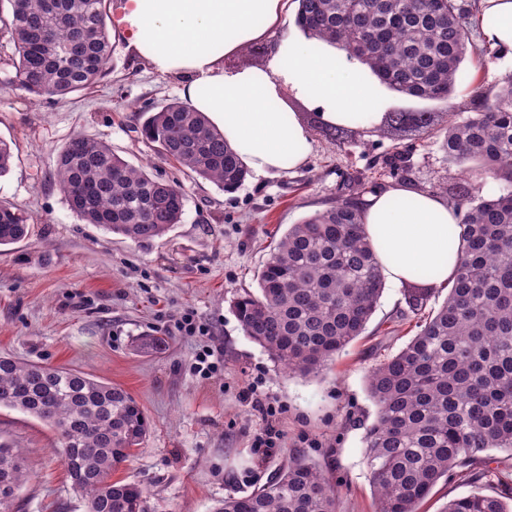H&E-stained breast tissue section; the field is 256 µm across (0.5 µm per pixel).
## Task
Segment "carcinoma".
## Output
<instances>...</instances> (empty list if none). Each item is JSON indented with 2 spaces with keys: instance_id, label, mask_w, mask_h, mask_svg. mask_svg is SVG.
I'll use <instances>...</instances> for the list:
<instances>
[{
  "instance_id": "cac0c4a2",
  "label": "carcinoma",
  "mask_w": 512,
  "mask_h": 512,
  "mask_svg": "<svg viewBox=\"0 0 512 512\" xmlns=\"http://www.w3.org/2000/svg\"><path fill=\"white\" fill-rule=\"evenodd\" d=\"M110 0H0V34L8 36L15 75L10 84L36 99H63L104 78L112 58ZM471 0H298L295 24L367 65L388 88L424 100H451L472 43ZM327 142L351 143L350 128L314 122ZM384 132L401 141L443 133L448 162L467 176L435 189L464 226L460 260L447 299L428 307L436 289H404L417 331L375 365L368 393L377 406L365 444L376 512H416L444 479L464 484L499 476L475 470L478 454L512 451V75L491 92L477 86L469 111L388 112ZM141 139L165 161L215 184L240 187L247 168L207 117L180 101L149 113ZM14 151L0 139V176ZM383 171L409 175L404 153ZM54 175L86 224L134 242L163 237L181 223V188L135 166L109 143L74 137L56 155ZM491 175L502 192L479 195ZM365 180L348 195L291 225L257 273V291L233 302L241 329L271 359L307 376L322 370L365 331L385 280L363 233ZM29 234V216L0 203V247ZM164 336L138 338L141 351L162 350ZM19 409L58 434L73 490L86 512H147L144 488L112 480L149 434L140 403L123 387L62 367L0 356V408ZM28 481L21 454L0 445V512H12ZM214 512H336V491L322 469L300 456L278 476ZM443 512H512V504L479 492L460 494Z\"/></svg>"
}]
</instances>
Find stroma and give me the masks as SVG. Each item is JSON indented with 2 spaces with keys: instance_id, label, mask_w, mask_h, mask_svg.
<instances>
[{
  "instance_id": "stroma-1",
  "label": "stroma",
  "mask_w": 512,
  "mask_h": 512,
  "mask_svg": "<svg viewBox=\"0 0 512 512\" xmlns=\"http://www.w3.org/2000/svg\"><path fill=\"white\" fill-rule=\"evenodd\" d=\"M10 54L0 36V138L16 144L13 167L0 177V203L26 211L31 233L0 252V354L97 377L137 399L151 429L112 477L142 484L148 512H212L224 499L247 496L274 479L296 455L322 467L337 487V512H375L364 437L376 406L367 378L416 332L401 317L402 287L385 285L362 336L306 378L282 370L245 336L232 301L242 289L256 288L258 269L290 225L329 207L352 178L373 176L395 140L377 125L357 126L355 139L341 149L318 137L303 167L273 178L248 175L232 192L154 160L153 174L183 189V220L160 239L136 243L84 223L70 209L54 181V159L82 135L143 164L151 151L136 133L139 112L180 99L179 80L153 71L117 37L102 82L34 105L24 91L4 86L14 75ZM510 74L512 56L476 40L451 103L384 87L378 110H461L473 87H497ZM406 146L413 184L427 188L459 177L439 138L423 135ZM190 311L209 335L177 330ZM152 330L168 337L166 349L136 352L135 339ZM207 346L219 350L221 366L203 378L194 364ZM257 380L281 414L263 418L243 401V389ZM270 426L280 433L278 446L257 454L253 441ZM0 443L21 449L31 475L13 512H84L49 427L0 408Z\"/></svg>"
}]
</instances>
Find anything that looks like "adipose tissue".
I'll return each mask as SVG.
<instances>
[{
	"label": "adipose tissue",
	"instance_id": "adipose-tissue-1",
	"mask_svg": "<svg viewBox=\"0 0 512 512\" xmlns=\"http://www.w3.org/2000/svg\"><path fill=\"white\" fill-rule=\"evenodd\" d=\"M117 28L128 48L156 72L181 81V94L259 177L304 165L313 137L296 114L280 110L284 93L320 107L322 123L353 127L378 118V90L336 45L282 34L288 0H122ZM482 41L512 55V0H479ZM270 44L264 66L225 70L244 46ZM364 233L393 284L440 288L457 268L463 227L447 201L408 184L364 201Z\"/></svg>",
	"mask_w": 512,
	"mask_h": 512
}]
</instances>
